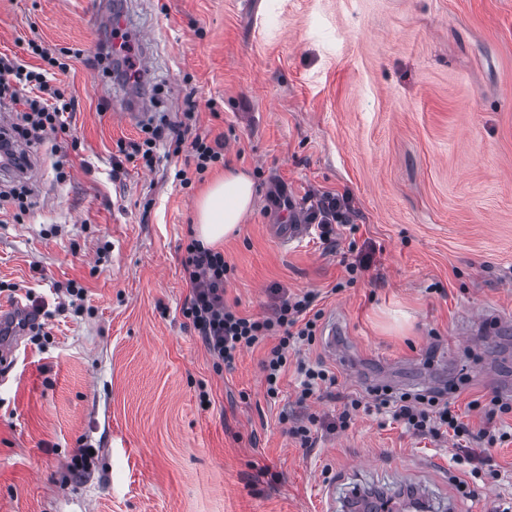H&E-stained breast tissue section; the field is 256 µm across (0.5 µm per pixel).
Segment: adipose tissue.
<instances>
[{"label": "adipose tissue", "instance_id": "obj_1", "mask_svg": "<svg viewBox=\"0 0 512 512\" xmlns=\"http://www.w3.org/2000/svg\"><path fill=\"white\" fill-rule=\"evenodd\" d=\"M256 202L252 180L235 168H227L197 202L196 237L205 246H216L231 237Z\"/></svg>", "mask_w": 512, "mask_h": 512}]
</instances>
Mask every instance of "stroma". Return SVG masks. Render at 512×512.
I'll use <instances>...</instances> for the list:
<instances>
[{"mask_svg": "<svg viewBox=\"0 0 512 512\" xmlns=\"http://www.w3.org/2000/svg\"><path fill=\"white\" fill-rule=\"evenodd\" d=\"M121 11L147 40L131 52L150 55L137 84L108 71ZM32 41L82 55L54 82L67 132L24 139L27 174L0 175V302L43 325L0 381V512H320L326 483L335 512L356 488L399 512L413 497L433 512L512 507V441L485 464L498 478L465 495L451 442L373 412L331 427L346 395L448 387L476 430L468 402L512 387V0H0V53L38 65ZM123 100L170 124L195 110L223 162L188 188L174 179L194 168L185 150L113 170L118 141L140 135L114 114ZM228 163L257 202L220 247L225 299L262 317L322 293L334 397L298 404L290 370L268 398L264 345L216 371L182 314L195 200ZM279 184L348 197L372 254L356 283L317 237L275 242ZM311 416L305 447L291 422ZM82 448L96 454L75 479Z\"/></svg>", "mask_w": 512, "mask_h": 512, "instance_id": "1", "label": "stroma"}]
</instances>
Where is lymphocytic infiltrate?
Here are the masks:
<instances>
[{
    "mask_svg": "<svg viewBox=\"0 0 512 512\" xmlns=\"http://www.w3.org/2000/svg\"><path fill=\"white\" fill-rule=\"evenodd\" d=\"M47 63V68L37 71L18 59L0 57V98H16L21 88L34 91V98L27 101L28 111L23 119L36 133H54L66 127L63 108L46 103L42 94L49 89L50 69L63 71L67 65L55 57L48 58ZM174 145L189 146L194 160V175H187L183 170L177 173L184 187L191 185L193 176L203 175L209 167L224 160V142L219 138L211 141L198 133L189 140L179 132ZM349 210L346 197L325 194L316 206L308 209L306 221L317 225L321 240L327 241L335 232V224L346 222ZM181 264L191 288L183 315L201 337L216 370L233 368L241 352L265 344L269 350L262 367L269 398H278L281 378L291 365L295 366L299 381V402L323 396L336 387V370L325 361L300 359L293 363L289 360L290 351L313 346L316 341L323 312L316 309L313 293L285 298L273 314L266 317L243 316L224 300L229 268L223 253L193 239L185 247ZM371 400L377 413L390 416L417 435L436 438L447 435L459 442L476 439L488 449L512 439V432L493 424L496 417L512 414V403L496 395L484 403L470 402V409L481 410L487 421L486 427L476 433L462 421L443 391L397 393L389 388H377L372 390Z\"/></svg>",
    "mask_w": 512,
    "mask_h": 512,
    "instance_id": "lymphocytic-infiltrate-1",
    "label": "lymphocytic infiltrate"
}]
</instances>
